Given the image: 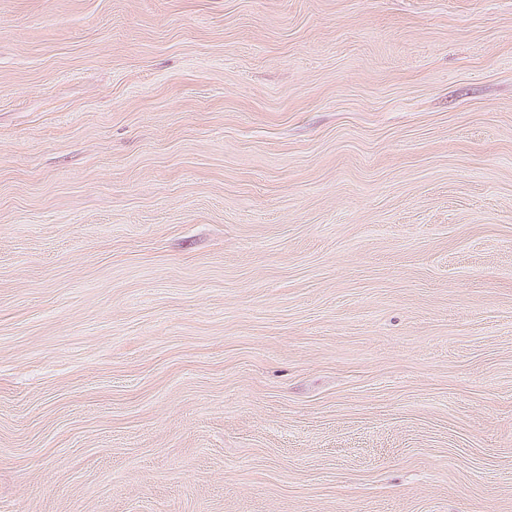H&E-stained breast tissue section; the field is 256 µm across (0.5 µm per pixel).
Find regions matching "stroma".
<instances>
[{
	"label": "stroma",
	"mask_w": 512,
	"mask_h": 512,
	"mask_svg": "<svg viewBox=\"0 0 512 512\" xmlns=\"http://www.w3.org/2000/svg\"><path fill=\"white\" fill-rule=\"evenodd\" d=\"M0 512H512V0H0Z\"/></svg>",
	"instance_id": "stroma-1"
}]
</instances>
